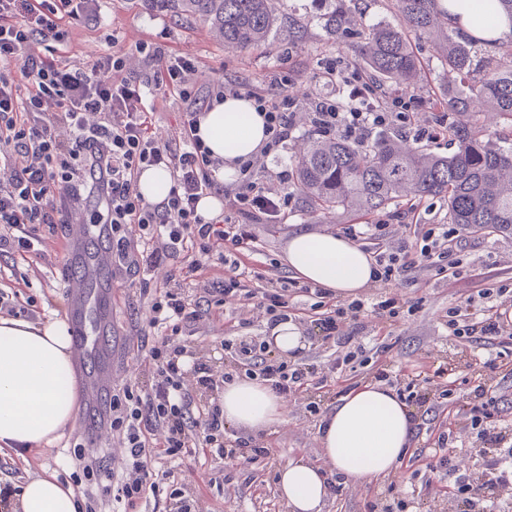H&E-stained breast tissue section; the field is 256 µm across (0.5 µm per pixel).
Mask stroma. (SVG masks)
I'll list each match as a JSON object with an SVG mask.
<instances>
[{
  "label": "stroma",
  "mask_w": 512,
  "mask_h": 512,
  "mask_svg": "<svg viewBox=\"0 0 512 512\" xmlns=\"http://www.w3.org/2000/svg\"><path fill=\"white\" fill-rule=\"evenodd\" d=\"M278 18L276 30L263 46L245 51L225 49L209 23L200 17L177 18L162 9L148 10L140 0H100L96 18L75 26L66 51L68 62L79 64L91 60L106 49L111 38L131 47L136 43L165 38L175 51L197 58L199 71L196 85L206 91L215 80H239L260 90H268V78L276 71H287L290 76L288 94L297 100V137L278 157L269 158L270 170L294 169L297 156L309 134L305 112L311 96L318 93H338L334 82L324 77L326 60H336L343 70L362 67L353 41L333 43L322 26V17L328 10L326 0H274ZM296 18L304 26L301 40L288 38V20ZM435 38L413 39L412 46L422 69L417 86L407 94L417 101L414 114L417 124L426 126L442 119L463 121L460 113L445 114L438 106L443 96L440 84L442 59L435 49ZM448 221V207L444 201L428 198L414 205L399 204L388 210L367 216L324 215L293 199L288 213L277 222L255 226L257 252L249 263L258 272L268 273L280 285L290 286L293 276L283 262V248L288 237L297 231H331L343 234L355 227L363 234L360 247H414V230L419 224H444ZM69 225L59 226L55 233L45 235L43 253L30 256L20 263L19 270L26 275V283L5 281L2 289H14L19 302H32V311L24 318L41 322L59 314L66 315L68 301L64 296L65 280L70 270L64 262L69 240ZM468 249L463 258L462 274L448 280L431 271H409L397 280L394 294L418 302L414 315L387 319L366 313L361 319L360 333L364 335L363 353L354 359V369L348 380H341L329 372L327 386L321 389V411L313 415L306 411L305 402L298 397L285 400L279 422L259 432V439L273 448L278 464L263 467L239 463L225 466L222 460L207 461L184 458L180 477L185 494L196 512H288L277 489L280 467L296 459L323 464L320 453L319 426L323 413L329 412L340 399L345 386L360 388L366 384L376 359L372 337L383 338L387 347L385 358L398 379L407 373L426 371L437 367L439 361L449 360L458 368L493 358L497 348L481 341L464 346L447 336L444 320L450 308L472 289L486 286L512 288V235L488 232H465ZM112 335L115 339L113 365L114 387L148 385L151 377L149 364L142 350L147 337L153 336L150 327L148 303L138 287L128 286L125 273L113 280ZM239 307L235 298H227L222 313L186 327L185 334L199 350L210 357L214 367L230 365L231 358L222 343L226 334V320ZM80 424L69 425L56 443L41 452L29 454L27 461H10L0 456V485L19 488L25 480L44 471L56 472L75 492L97 491L98 486L83 473L71 454L82 444ZM395 487L390 503H404V512H443V504L426 492V483H439V475L414 470L408 461H401L394 472ZM378 490L374 480L347 479L340 492L330 494L323 512H367V504Z\"/></svg>",
  "instance_id": "obj_1"
}]
</instances>
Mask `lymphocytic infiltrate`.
I'll use <instances>...</instances> for the list:
<instances>
[{
	"instance_id": "lymphocytic-infiltrate-1",
	"label": "lymphocytic infiltrate",
	"mask_w": 512,
	"mask_h": 512,
	"mask_svg": "<svg viewBox=\"0 0 512 512\" xmlns=\"http://www.w3.org/2000/svg\"><path fill=\"white\" fill-rule=\"evenodd\" d=\"M98 2L0 0V256L39 254L40 226L68 223L72 211L93 197L105 212L112 250L129 275L142 277L177 261L181 280L190 281L211 259L223 264V279L204 284V299L179 287L156 289L151 298V326L161 331L147 352L151 382L114 390L106 407L112 437L127 450L121 474L109 471L102 457L86 455L81 448L74 452L84 470L105 479L108 499L131 507L145 493L159 495L172 475L159 467L168 457L214 456L228 466L243 459L269 466L277 462L263 443L227 437L218 406L194 400V392L223 389L232 375L215 371L205 356L189 350L180 338L184 328L220 311L230 294L241 301V313L233 318L241 327L257 309L279 322L305 308L316 316L322 344L344 349L335 363L340 369L354 357L349 329L363 313L396 318L416 310L415 302L387 296L392 282L423 265L442 277L457 278L461 242L446 225L425 224L416 250H376L374 280L380 292L371 301H341L315 284L255 291L250 283L259 273L248 263L257 248L252 225L205 219L197 203L202 196L220 194L226 208L237 214L274 220L287 211L290 195L282 187L289 174L278 172L272 182L261 180L260 172L266 158L293 136L295 100L223 80L200 94L191 81L197 60L161 41L140 42L130 51L116 45L86 63L66 62L72 27L95 16ZM133 55L146 66L144 75L131 72ZM325 72L338 77L348 94L342 101L310 99L309 121L319 134L359 145L368 142L373 129L389 124L409 129L416 142L446 134L443 123L414 126L415 104L402 96L394 98L398 111H388L379 87L359 71H337L330 61ZM159 94L184 106L177 141L162 144L151 133L154 109L148 99ZM230 96L253 102L268 139L257 154L239 161L237 185L225 193L214 178L220 161L197 130L202 105ZM151 166L166 167L174 179L167 198L155 205L133 188ZM506 295L501 287L475 289L452 308L447 322L451 338L469 340L477 334L500 347L493 359L473 369L474 394L459 403L458 416L477 431L474 449L481 467L437 487L449 512H512V425L501 416L494 383L496 375L512 374V321L503 315ZM224 348L278 394L308 397L324 382L317 364L280 361L259 337L228 336ZM159 430L165 439L157 443L153 436Z\"/></svg>"
}]
</instances>
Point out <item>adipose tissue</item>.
<instances>
[{
  "label": "adipose tissue",
  "mask_w": 512,
  "mask_h": 512,
  "mask_svg": "<svg viewBox=\"0 0 512 512\" xmlns=\"http://www.w3.org/2000/svg\"><path fill=\"white\" fill-rule=\"evenodd\" d=\"M198 134L219 158L217 180L236 172V161L265 142L264 120L251 101L226 98L199 117ZM295 278L355 297L372 279L370 255L331 232L292 235L283 249ZM224 424L249 431L268 428L283 414L271 388L249 379L225 387ZM72 336L65 320L34 324L0 316V453L17 457L52 445L77 412ZM324 458L340 473L373 478L393 472L407 451L414 420L392 389L366 385L348 393L320 428ZM280 494L290 512H322L328 494L320 466L293 460L278 474ZM14 512H79L73 488L56 473L29 478L17 494Z\"/></svg>",
  "instance_id": "1"
}]
</instances>
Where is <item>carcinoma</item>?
Listing matches in <instances>:
<instances>
[{
	"label": "carcinoma",
	"instance_id": "cac0c4a2",
	"mask_svg": "<svg viewBox=\"0 0 512 512\" xmlns=\"http://www.w3.org/2000/svg\"><path fill=\"white\" fill-rule=\"evenodd\" d=\"M176 16L207 20L227 50L266 41L277 18L272 0H141ZM357 0H334L322 17L331 38L356 39V49L377 82L414 84L418 63L411 37L433 35L443 9L440 0H395L398 26L374 25L354 33L347 26ZM440 75L449 112L483 107L512 122V32L488 42L455 27L440 47ZM457 150L438 156L383 137L359 146L337 137L309 136L297 159L294 191L305 206L323 214L369 215L402 199L439 198L448 205V223L465 230L512 231V134H486L467 123L448 124Z\"/></svg>",
	"mask_w": 512,
	"mask_h": 512
}]
</instances>
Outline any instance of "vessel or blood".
<instances>
[{
    "label": "vessel or blood",
    "instance_id": "obj_1",
    "mask_svg": "<svg viewBox=\"0 0 512 512\" xmlns=\"http://www.w3.org/2000/svg\"><path fill=\"white\" fill-rule=\"evenodd\" d=\"M107 233L101 224L71 226L65 256L71 268L68 301L75 353L89 366L79 420L91 448L101 443V414L112 391V255L104 248L88 250L86 242Z\"/></svg>",
    "mask_w": 512,
    "mask_h": 512
}]
</instances>
